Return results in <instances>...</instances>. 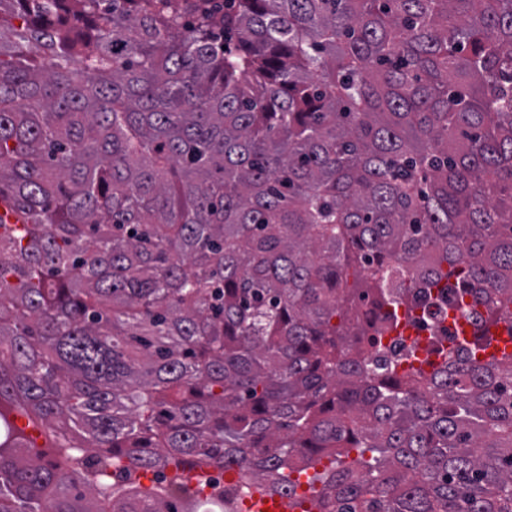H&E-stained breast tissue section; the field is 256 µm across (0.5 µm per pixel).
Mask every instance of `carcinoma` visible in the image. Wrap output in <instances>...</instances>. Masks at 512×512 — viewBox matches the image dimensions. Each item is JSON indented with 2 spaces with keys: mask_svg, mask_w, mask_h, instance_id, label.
<instances>
[{
  "mask_svg": "<svg viewBox=\"0 0 512 512\" xmlns=\"http://www.w3.org/2000/svg\"><path fill=\"white\" fill-rule=\"evenodd\" d=\"M230 2L0 0V512H512V0ZM400 332V328L398 329ZM455 325L448 316L436 307H430L426 311L419 310L417 321L400 334L382 332L380 340L370 349L367 358L379 359L391 352L405 353L413 346L421 350L428 344L431 336H454ZM503 332V336H500ZM488 336L492 338V346L488 352H495L498 356L503 353H512V331L511 327L506 323H498L488 325Z\"/></svg>",
  "mask_w": 512,
  "mask_h": 512,
  "instance_id": "carcinoma-1",
  "label": "carcinoma"
}]
</instances>
